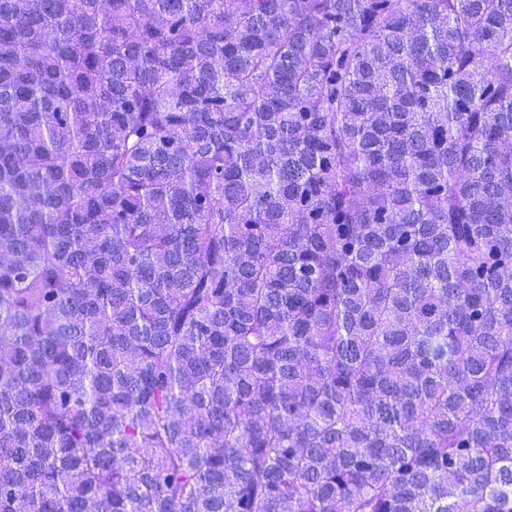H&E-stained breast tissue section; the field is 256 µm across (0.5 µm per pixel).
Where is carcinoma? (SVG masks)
Here are the masks:
<instances>
[{
	"label": "carcinoma",
	"mask_w": 512,
	"mask_h": 512,
	"mask_svg": "<svg viewBox=\"0 0 512 512\" xmlns=\"http://www.w3.org/2000/svg\"><path fill=\"white\" fill-rule=\"evenodd\" d=\"M0 512H512V0H0Z\"/></svg>",
	"instance_id": "cac0c4a2"
}]
</instances>
